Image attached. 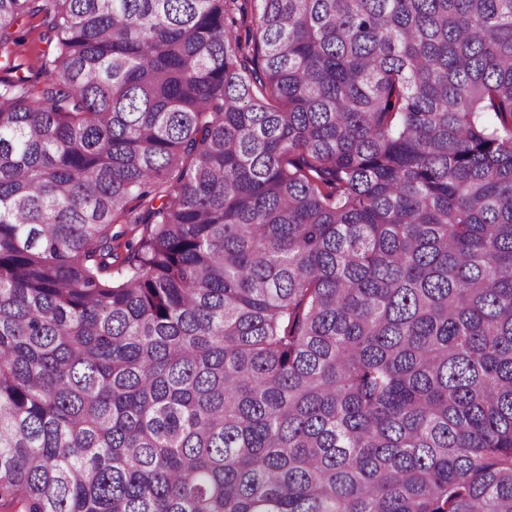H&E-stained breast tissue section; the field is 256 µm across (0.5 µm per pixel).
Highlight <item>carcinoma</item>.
Returning <instances> with one entry per match:
<instances>
[{
	"label": "carcinoma",
	"mask_w": 512,
	"mask_h": 512,
	"mask_svg": "<svg viewBox=\"0 0 512 512\" xmlns=\"http://www.w3.org/2000/svg\"><path fill=\"white\" fill-rule=\"evenodd\" d=\"M38 1L0 512H512V0Z\"/></svg>",
	"instance_id": "cac0c4a2"
}]
</instances>
